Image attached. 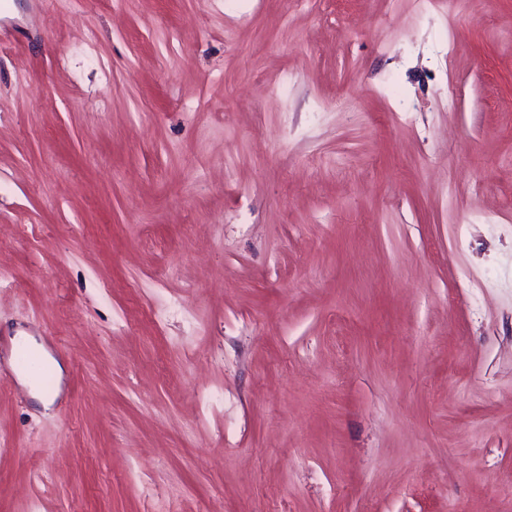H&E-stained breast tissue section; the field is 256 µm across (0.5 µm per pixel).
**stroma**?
Instances as JSON below:
<instances>
[{"label":"stroma","instance_id":"stroma-1","mask_svg":"<svg viewBox=\"0 0 512 512\" xmlns=\"http://www.w3.org/2000/svg\"><path fill=\"white\" fill-rule=\"evenodd\" d=\"M0 239V512H512V0H9Z\"/></svg>","mask_w":512,"mask_h":512}]
</instances>
